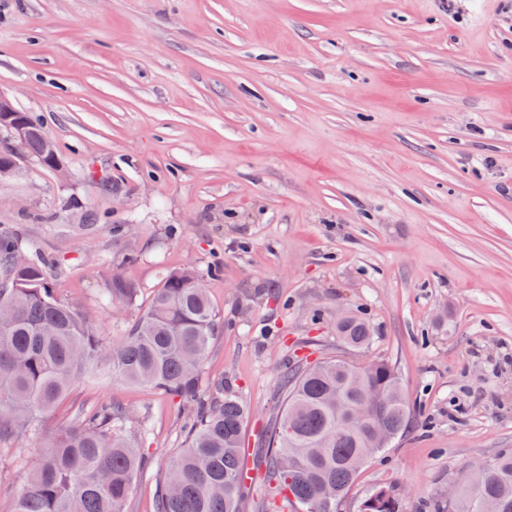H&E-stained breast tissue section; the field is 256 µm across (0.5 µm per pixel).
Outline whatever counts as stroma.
<instances>
[{"mask_svg": "<svg viewBox=\"0 0 512 512\" xmlns=\"http://www.w3.org/2000/svg\"><path fill=\"white\" fill-rule=\"evenodd\" d=\"M0 90L64 170L32 159L0 182V225L61 261L59 294L107 343L167 272L205 275L224 327L201 385L250 406L246 449L287 359L347 355L344 309L371 322L356 358L395 364L410 419L340 512L377 487L439 512L472 463L512 451V0H0ZM113 273L135 302L104 301ZM92 401L149 427L127 512H153L184 445L176 401L83 378L43 435ZM35 443L0 442V512Z\"/></svg>", "mask_w": 512, "mask_h": 512, "instance_id": "obj_1", "label": "stroma"}]
</instances>
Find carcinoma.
<instances>
[{
	"instance_id": "cac0c4a2",
	"label": "carcinoma",
	"mask_w": 512,
	"mask_h": 512,
	"mask_svg": "<svg viewBox=\"0 0 512 512\" xmlns=\"http://www.w3.org/2000/svg\"><path fill=\"white\" fill-rule=\"evenodd\" d=\"M25 142L38 160L49 156L42 124L28 117ZM60 262L15 227L0 231V436L36 434L72 385L90 373L157 390L184 411L186 443L156 486L154 512H243L249 488L241 481L242 432L249 408L217 383L201 389V365L224 320L199 274L164 276L150 305L126 336L107 346L86 310L61 299L54 282ZM138 284L119 274L105 296L134 302ZM336 336L351 350L374 339L357 314L336 319ZM275 416L255 457L264 469L270 512H337L364 465L382 449L373 429L404 433L409 406L400 377L386 359L362 372L353 360L292 359L280 370ZM75 423L43 445L15 512H126L137 474L145 469L147 430L115 402L74 411ZM512 512V453H500L470 473L466 490L446 512ZM361 512H400L388 489L372 492Z\"/></svg>"
}]
</instances>
